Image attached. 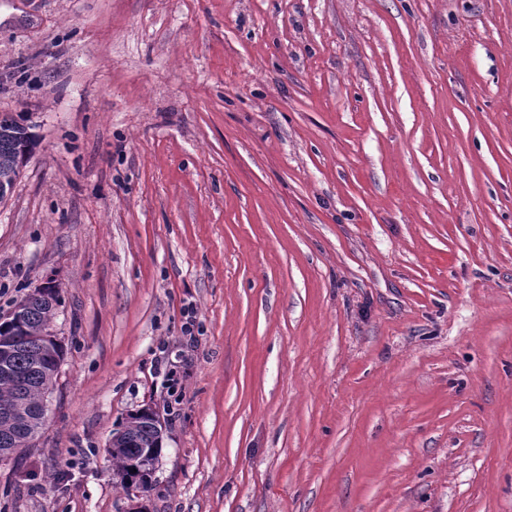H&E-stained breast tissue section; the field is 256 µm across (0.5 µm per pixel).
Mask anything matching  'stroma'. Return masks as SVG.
<instances>
[{"label": "stroma", "mask_w": 512, "mask_h": 512, "mask_svg": "<svg viewBox=\"0 0 512 512\" xmlns=\"http://www.w3.org/2000/svg\"><path fill=\"white\" fill-rule=\"evenodd\" d=\"M1 112L65 356L0 512H512V0H0ZM34 145L28 128L7 112L0 114V182L14 185ZM155 420L156 427L163 433L165 430L163 421L158 417H155ZM123 428L125 432L122 437L117 436L120 432L118 431L112 447L108 449L112 464L121 484L125 487L132 485L131 477L142 471L135 485L147 491L150 488L153 473V469L150 471L149 467L151 462L154 464L160 453L163 435L160 436L152 422L145 417L130 415ZM143 443L146 448H142ZM133 469H136V473H133Z\"/></svg>", "instance_id": "35a3bbf8"}]
</instances>
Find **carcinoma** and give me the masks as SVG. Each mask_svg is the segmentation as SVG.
<instances>
[{
  "mask_svg": "<svg viewBox=\"0 0 512 512\" xmlns=\"http://www.w3.org/2000/svg\"><path fill=\"white\" fill-rule=\"evenodd\" d=\"M34 145L28 128L7 112L0 114V181L12 185L20 169L29 158ZM21 320L0 323V341L11 339L15 348L8 365L15 374L13 381L0 380V407L26 402L36 408L42 402V388L51 380L64 359V346L47 341L42 334L54 316L58 299L41 296L25 298ZM124 434L113 442L108 453L123 486L134 483L131 477L140 472L136 485L146 491L150 488L151 463L157 459L163 437L152 422L139 416H129L123 425ZM30 424L22 422L6 430L0 427V454H12L27 446Z\"/></svg>",
  "mask_w": 512,
  "mask_h": 512,
  "instance_id": "obj_1",
  "label": "carcinoma"
}]
</instances>
